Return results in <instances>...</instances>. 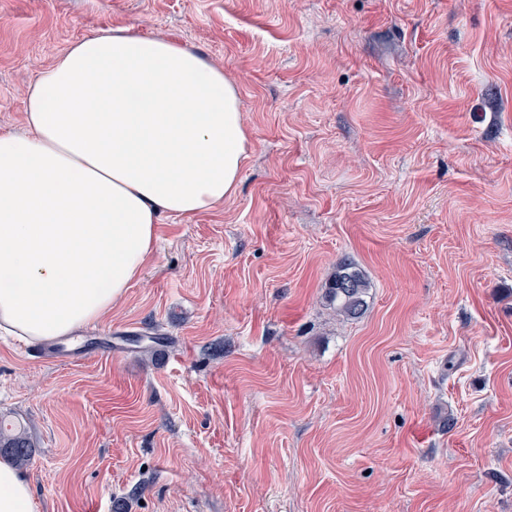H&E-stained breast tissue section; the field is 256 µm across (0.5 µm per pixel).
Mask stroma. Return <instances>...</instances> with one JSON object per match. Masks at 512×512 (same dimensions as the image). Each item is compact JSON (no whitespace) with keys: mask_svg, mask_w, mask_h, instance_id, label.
I'll use <instances>...</instances> for the list:
<instances>
[{"mask_svg":"<svg viewBox=\"0 0 512 512\" xmlns=\"http://www.w3.org/2000/svg\"><path fill=\"white\" fill-rule=\"evenodd\" d=\"M112 27L222 67L250 140L85 358L0 333L37 512H512V0H0V132ZM369 282L357 265L345 259L336 266V271L326 283L324 299L326 306L336 316L346 320L361 317L366 310Z\"/></svg>","mask_w":512,"mask_h":512,"instance_id":"35a3bbf8","label":"stroma"}]
</instances>
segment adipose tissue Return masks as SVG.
<instances>
[{
    "instance_id": "ef3b65f1",
    "label": "adipose tissue",
    "mask_w": 512,
    "mask_h": 512,
    "mask_svg": "<svg viewBox=\"0 0 512 512\" xmlns=\"http://www.w3.org/2000/svg\"><path fill=\"white\" fill-rule=\"evenodd\" d=\"M26 122V134H0V330L30 344L101 321L144 268L161 217L223 205L247 158L223 69L122 27L44 69ZM0 512H36L4 457Z\"/></svg>"
}]
</instances>
